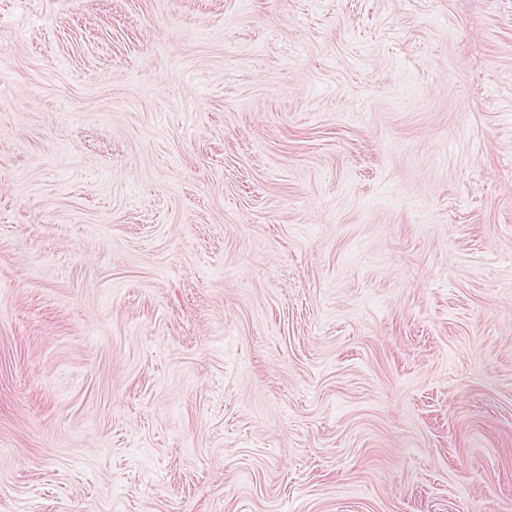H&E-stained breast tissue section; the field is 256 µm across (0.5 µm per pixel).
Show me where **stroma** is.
Returning a JSON list of instances; mask_svg holds the SVG:
<instances>
[{"label":"stroma","instance_id":"obj_1","mask_svg":"<svg viewBox=\"0 0 512 512\" xmlns=\"http://www.w3.org/2000/svg\"><path fill=\"white\" fill-rule=\"evenodd\" d=\"M0 512H512V0H0Z\"/></svg>","mask_w":512,"mask_h":512}]
</instances>
